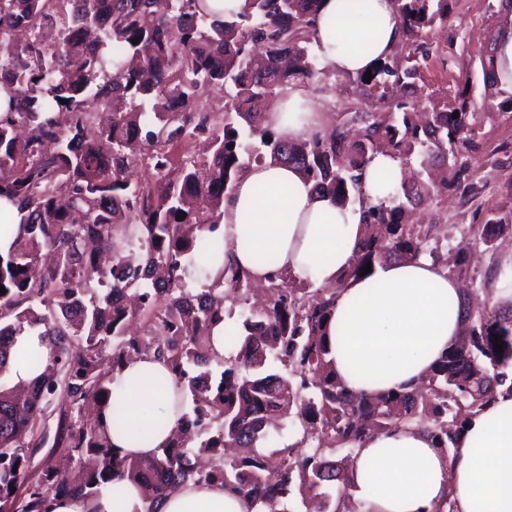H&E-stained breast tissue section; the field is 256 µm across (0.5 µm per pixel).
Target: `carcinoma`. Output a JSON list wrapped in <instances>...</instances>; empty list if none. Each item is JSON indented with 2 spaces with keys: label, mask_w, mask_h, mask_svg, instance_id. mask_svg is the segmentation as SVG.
Segmentation results:
<instances>
[{
  "label": "carcinoma",
  "mask_w": 512,
  "mask_h": 512,
  "mask_svg": "<svg viewBox=\"0 0 512 512\" xmlns=\"http://www.w3.org/2000/svg\"><path fill=\"white\" fill-rule=\"evenodd\" d=\"M319 2L245 0L236 18L223 20L199 0H167L162 11L157 0H0V88L8 94L0 198L22 213L0 253V512H45L52 495L90 499L125 478L138 481L152 505L192 480L224 485L253 512H288L295 492L320 498L317 512H350L349 496L332 494L338 482L351 486L349 471L327 456L325 440L352 455L375 434L416 425L448 453L465 418L505 384L512 318L473 311L466 297V337L414 391L366 394L345 389L327 359L323 324L336 289L281 274L260 304L249 275L235 268L220 283L189 288L207 276L202 261L214 249L224 195L242 171L266 161L292 165L315 191L363 209L361 243L344 278L389 259L427 255L447 265L446 230L400 218L422 190L430 197L481 190L465 181L475 151L469 101L436 108L424 123L409 101L430 57L423 31L448 18L450 0H396L403 33L414 40L371 73L366 97L378 106L362 113L355 142L347 140L345 112L300 140L266 124L269 96L327 76L311 55ZM258 41L263 66L256 68L249 54ZM480 65L485 87H496L493 49ZM215 90L224 93L220 127L194 109L197 97ZM187 138L207 142V157L174 167L166 146ZM378 154L402 166L413 154L439 157L447 175L420 189L401 180L388 203L373 204L362 176ZM138 165L152 178L132 180ZM511 223L512 214L484 216L475 244L492 249ZM228 299L245 309L224 328V345L236 349L226 360L212 347L211 329L225 321ZM26 329L47 338V359L15 348ZM151 353L174 379L181 416L167 446L130 461L111 452L99 416L105 406L123 412L112 372ZM16 361L41 370L26 389L9 385ZM58 400L56 443L94 465L48 467L29 482L44 444L36 434ZM290 415L301 438L259 453L267 427Z\"/></svg>",
  "instance_id": "1"
}]
</instances>
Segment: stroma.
Instances as JSON below:
<instances>
[{
  "instance_id": "1",
  "label": "stroma",
  "mask_w": 512,
  "mask_h": 512,
  "mask_svg": "<svg viewBox=\"0 0 512 512\" xmlns=\"http://www.w3.org/2000/svg\"><path fill=\"white\" fill-rule=\"evenodd\" d=\"M446 26L430 32L431 57L421 74L419 102L425 107L453 102L460 93H468L477 113V149L474 160L479 176L490 183L477 205L465 203L459 192L449 191L442 201L422 200L409 214L416 224H439L448 230L449 246L465 245L472 239L474 209L494 211L504 216L512 213V111L499 99L485 100L480 57L498 29L512 22V12L502 9L489 14L487 0H452ZM470 82H463V75ZM362 85L356 77L336 74L326 80L313 97L324 122H332L336 113L362 107ZM512 254V229L496 238L492 251H476L470 258L464 287L482 291L483 283L502 261Z\"/></svg>"
}]
</instances>
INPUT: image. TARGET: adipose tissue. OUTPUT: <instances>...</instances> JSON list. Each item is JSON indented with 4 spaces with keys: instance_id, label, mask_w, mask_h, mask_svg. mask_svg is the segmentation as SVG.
Wrapping results in <instances>:
<instances>
[{
    "instance_id": "ef3b65f1",
    "label": "adipose tissue",
    "mask_w": 512,
    "mask_h": 512,
    "mask_svg": "<svg viewBox=\"0 0 512 512\" xmlns=\"http://www.w3.org/2000/svg\"><path fill=\"white\" fill-rule=\"evenodd\" d=\"M363 15L349 16L343 0H321L312 30L320 64L358 75L373 69L401 37L392 0H365ZM338 37H330L328 25ZM323 115L307 90L289 91L268 123L279 135L299 138L320 128ZM362 233L359 206L336 204L314 192L294 168L252 165L224 198L215 233L211 273L234 266L259 284L278 273L314 285L337 286L326 326L337 380L353 392H405L429 373L464 326L461 288L425 255L386 262L371 275L344 279ZM125 397L124 419L111 411L100 421L113 448L130 459L151 457L167 443L178 415L175 385L164 361L135 359L114 375ZM352 494L359 512H512V392L500 387L493 401L471 416L454 450L443 454L428 432L401 426L377 434L358 450ZM142 489L123 480L93 499L57 495L46 512H147ZM159 512H248L246 502L222 484L181 485L158 504Z\"/></svg>"
}]
</instances>
